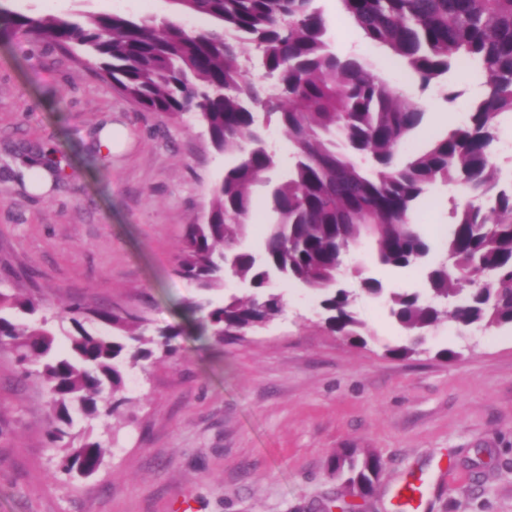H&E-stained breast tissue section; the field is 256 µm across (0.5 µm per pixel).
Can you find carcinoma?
<instances>
[{"instance_id": "cac0c4a2", "label": "carcinoma", "mask_w": 512, "mask_h": 512, "mask_svg": "<svg viewBox=\"0 0 512 512\" xmlns=\"http://www.w3.org/2000/svg\"><path fill=\"white\" fill-rule=\"evenodd\" d=\"M6 2L1 36L49 41L82 57L122 97L147 112L194 119L217 151L234 157L212 189L207 223L185 225L177 271L203 292L233 278L254 293L211 309L196 304L202 334L222 343L275 318L284 297L268 288L279 280L314 290L328 328L366 344L356 292L338 279L364 241L380 265L422 270L429 294L424 301L388 292L375 277L361 280L359 293L386 298L389 315L410 336L387 349L391 356L412 355L441 322L512 326V176L496 150L500 118L512 115V0H341L364 38L391 51L421 86L465 62L483 87L461 125L404 162L398 157L424 110L363 58L332 49L315 0H171L181 15L207 17L212 27L203 32L118 13L29 15ZM254 51L273 81L248 79ZM273 120L292 146L291 166L277 182L270 174L279 158L265 137ZM439 181L459 197L441 241L444 259L435 261L417 210ZM256 185L269 187L277 215L260 253L242 248ZM40 308L35 296L0 291V350L13 354L25 376L41 364L51 401L47 441L62 450L61 471L89 477L111 449L71 433L73 408L89 418L111 415L126 401V366L177 354L183 329L151 331L125 312L74 303L57 316L69 323L59 339L46 317H36ZM88 321L100 329L88 330ZM328 466L371 494L382 458L346 448Z\"/></svg>"}]
</instances>
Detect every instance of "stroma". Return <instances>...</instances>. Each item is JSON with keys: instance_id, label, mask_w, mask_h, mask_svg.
Returning a JSON list of instances; mask_svg holds the SVG:
<instances>
[{"instance_id": "1", "label": "stroma", "mask_w": 512, "mask_h": 512, "mask_svg": "<svg viewBox=\"0 0 512 512\" xmlns=\"http://www.w3.org/2000/svg\"><path fill=\"white\" fill-rule=\"evenodd\" d=\"M339 54L364 57L426 111L407 146L458 126L473 74L449 72L456 100L421 87L385 47L367 42L341 0H316ZM21 13L114 12L168 17V0H10ZM107 121L131 142L93 146ZM52 149L62 174L51 192H29L23 169ZM231 162L203 129L122 98L111 81L54 45L21 36L0 44V289L35 295L46 317L69 302L108 306L152 327L182 325L178 355L127 368V401L113 415L75 414L73 430L112 449L95 475L58 473L60 449L45 431L42 379L21 377L0 353V512H397L395 485L422 477L426 512H512V328H432L420 354L388 355L404 332L384 307L362 299L366 345L331 332L312 292L283 287L284 310L238 339L216 343L188 328L189 306L223 304L235 285L201 294L176 272L185 225L203 221L210 191ZM451 191L436 185L421 204V229L450 228ZM374 276L398 291L421 290L418 271L351 250L349 287ZM454 360L440 357L443 349ZM370 448L384 460L374 494L357 499L329 460Z\"/></svg>"}]
</instances>
